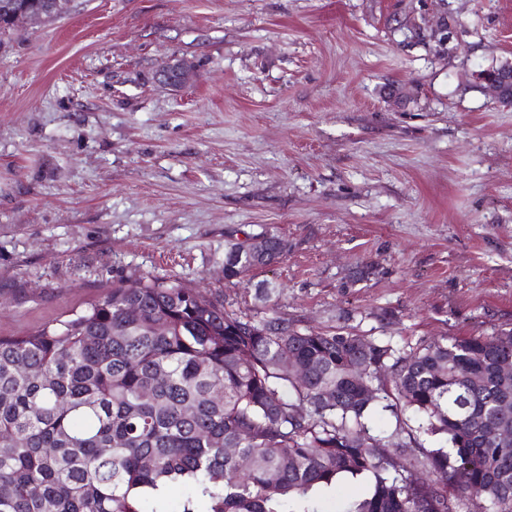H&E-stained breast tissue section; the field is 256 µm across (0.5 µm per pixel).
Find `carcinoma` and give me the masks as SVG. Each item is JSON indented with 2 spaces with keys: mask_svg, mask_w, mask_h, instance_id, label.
<instances>
[{
  "mask_svg": "<svg viewBox=\"0 0 512 512\" xmlns=\"http://www.w3.org/2000/svg\"><path fill=\"white\" fill-rule=\"evenodd\" d=\"M70 2L0 0V38L12 8L52 18ZM269 240L263 258L245 239L225 245L224 279L278 263L288 247ZM509 358L512 330L405 351L257 319L173 280L114 284L64 320L0 336V512H169L158 490L176 484L180 512H318L315 492L344 476L368 489L343 512H458L473 497L512 512V442L497 435L512 428ZM381 412L392 435L442 445L395 442L407 465L393 469L371 433Z\"/></svg>",
  "mask_w": 512,
  "mask_h": 512,
  "instance_id": "cac0c4a2",
  "label": "carcinoma"
}]
</instances>
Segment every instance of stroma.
<instances>
[{
  "label": "stroma",
  "mask_w": 512,
  "mask_h": 512,
  "mask_svg": "<svg viewBox=\"0 0 512 512\" xmlns=\"http://www.w3.org/2000/svg\"><path fill=\"white\" fill-rule=\"evenodd\" d=\"M71 0L0 44V336L145 276L407 349L512 329V0ZM182 59L184 86L158 79ZM279 263L224 279V246ZM268 283L270 302L255 288ZM404 15H405V23L403 24V27L400 28L401 31L405 30H415V29H421L422 26L416 22L417 16L415 8L413 7L412 3H409L404 8ZM444 23H447V27ZM419 39V40H418ZM420 39H425L429 42L437 43L440 46H446L448 41V16H445L443 18L442 23L437 28H423L418 32H415L413 35V38L411 41H416L415 45H423L424 47L429 46L428 42H425Z\"/></svg>",
  "instance_id": "obj_1"
}]
</instances>
